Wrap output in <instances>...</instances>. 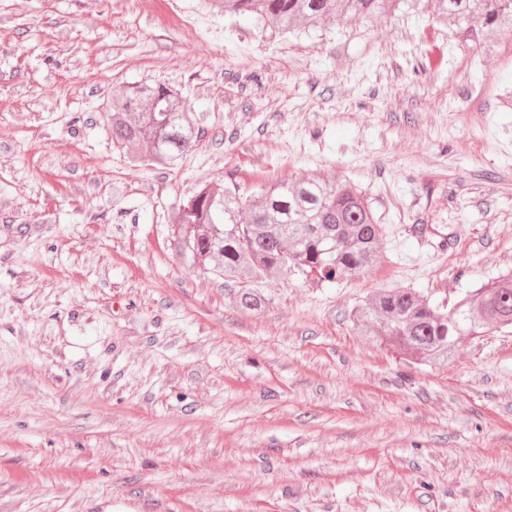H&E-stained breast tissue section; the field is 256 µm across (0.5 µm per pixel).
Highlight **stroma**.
Instances as JSON below:
<instances>
[{
  "mask_svg": "<svg viewBox=\"0 0 512 512\" xmlns=\"http://www.w3.org/2000/svg\"><path fill=\"white\" fill-rule=\"evenodd\" d=\"M132 83L187 99L179 165L113 147ZM510 89L512 34L477 62L425 14L293 37L198 0H0V512H512V329L410 367L350 321L512 269ZM229 171L353 182L378 265L241 311L171 245Z\"/></svg>",
  "mask_w": 512,
  "mask_h": 512,
  "instance_id": "stroma-1",
  "label": "stroma"
}]
</instances>
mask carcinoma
I'll return each instance as SVG.
<instances>
[{"label":"carcinoma","mask_w":512,"mask_h":512,"mask_svg":"<svg viewBox=\"0 0 512 512\" xmlns=\"http://www.w3.org/2000/svg\"><path fill=\"white\" fill-rule=\"evenodd\" d=\"M223 13L250 15L283 33H305L346 18L369 25L410 10L432 12L480 52L512 31V0H205ZM101 118L133 165L174 166L198 142L181 90L126 87ZM176 254L226 282H256L295 269L326 281L356 279L380 259L383 225L355 186L310 175L244 195L233 177L203 184L172 218ZM238 307L257 311L261 294L243 288ZM365 339L408 363L448 361L459 336L512 326V270L468 292L450 310L412 288L376 292L351 312Z\"/></svg>","instance_id":"carcinoma-1"}]
</instances>
